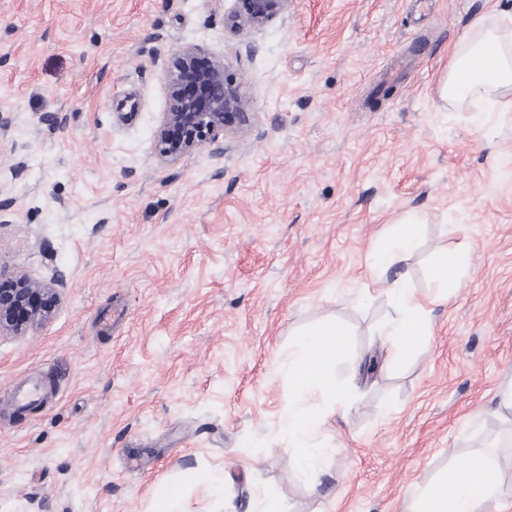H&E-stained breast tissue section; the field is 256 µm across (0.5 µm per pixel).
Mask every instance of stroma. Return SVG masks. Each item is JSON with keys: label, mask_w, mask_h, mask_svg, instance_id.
Returning <instances> with one entry per match:
<instances>
[{"label": "stroma", "mask_w": 512, "mask_h": 512, "mask_svg": "<svg viewBox=\"0 0 512 512\" xmlns=\"http://www.w3.org/2000/svg\"><path fill=\"white\" fill-rule=\"evenodd\" d=\"M234 0H0V270L60 304L0 335V512H406L470 453L512 455V112L443 103L448 53L489 0H288L232 32ZM223 59L243 125L174 163L155 131L180 47ZM58 116L49 126L48 116ZM425 226L385 276L370 253ZM472 269L442 299L444 248ZM406 277L433 333L399 363L378 336ZM350 331L346 408L285 450L297 335ZM40 394L18 408L11 390ZM217 474L223 490L206 478Z\"/></svg>", "instance_id": "stroma-1"}]
</instances>
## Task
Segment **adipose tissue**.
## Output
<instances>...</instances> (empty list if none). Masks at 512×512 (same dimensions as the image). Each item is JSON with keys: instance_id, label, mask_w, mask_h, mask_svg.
<instances>
[{"instance_id": "1", "label": "adipose tissue", "mask_w": 512, "mask_h": 512, "mask_svg": "<svg viewBox=\"0 0 512 512\" xmlns=\"http://www.w3.org/2000/svg\"><path fill=\"white\" fill-rule=\"evenodd\" d=\"M439 97L448 105L462 107L474 101L492 111L512 109V13L492 9L476 17L455 44L448 70L439 81ZM418 222L401 225L392 240L373 253L372 267L386 273L400 255L412 251L421 236ZM388 293L397 315L381 334L396 354L414 348L431 334L426 303L402 280ZM348 330L339 322L325 324L297 338L285 363L288 378L305 406H289L288 447L306 469H314L321 449L312 447L309 432L319 411L316 399L345 406L350 391L336 380V365L349 351ZM503 500V472L494 455L477 452L465 466H453L431 479L410 506L409 512H498Z\"/></svg>"}]
</instances>
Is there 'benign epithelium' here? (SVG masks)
Returning a JSON list of instances; mask_svg holds the SVG:
<instances>
[{
	"instance_id": "obj_1",
	"label": "benign epithelium",
	"mask_w": 512,
	"mask_h": 512,
	"mask_svg": "<svg viewBox=\"0 0 512 512\" xmlns=\"http://www.w3.org/2000/svg\"><path fill=\"white\" fill-rule=\"evenodd\" d=\"M288 0H239L225 19L232 30L262 27L281 17ZM164 79L168 106L156 130V150L175 162L215 142L217 134L242 120L240 99L224 71V61L186 46L168 60ZM60 301L56 280L0 272V334L20 336L43 324Z\"/></svg>"
}]
</instances>
